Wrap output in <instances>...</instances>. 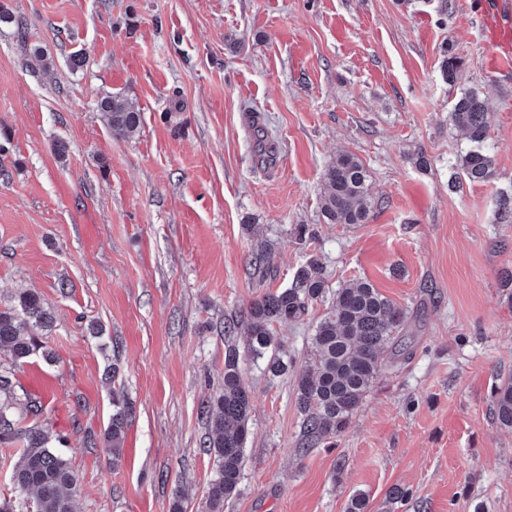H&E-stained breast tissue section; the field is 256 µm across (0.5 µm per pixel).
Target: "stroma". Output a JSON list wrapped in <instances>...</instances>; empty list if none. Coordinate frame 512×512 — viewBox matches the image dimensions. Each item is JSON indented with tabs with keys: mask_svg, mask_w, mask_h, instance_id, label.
<instances>
[{
	"mask_svg": "<svg viewBox=\"0 0 512 512\" xmlns=\"http://www.w3.org/2000/svg\"><path fill=\"white\" fill-rule=\"evenodd\" d=\"M0 2L14 18L0 25V306L34 289L55 318L57 360L34 366L57 394L18 419L66 434L76 512H170L177 497L206 512L200 409L225 348L313 252L329 289L365 279L409 311L414 354L382 371L334 446L304 454L294 376L244 360L251 434L224 512H344L357 492L368 512H512V431L490 412L512 373V224L495 215L512 189V64L492 67L472 0ZM452 55L465 67L449 81ZM467 91L490 113L488 183L456 177L468 143L448 114ZM108 94L141 111L134 135L104 124ZM259 126L277 147L268 166ZM344 149L370 173L363 224L322 216V171ZM326 308L277 326L295 369ZM114 360L134 407L117 465ZM395 487L411 497L392 502Z\"/></svg>",
	"mask_w": 512,
	"mask_h": 512,
	"instance_id": "35a3bbf8",
	"label": "stroma"
}]
</instances>
